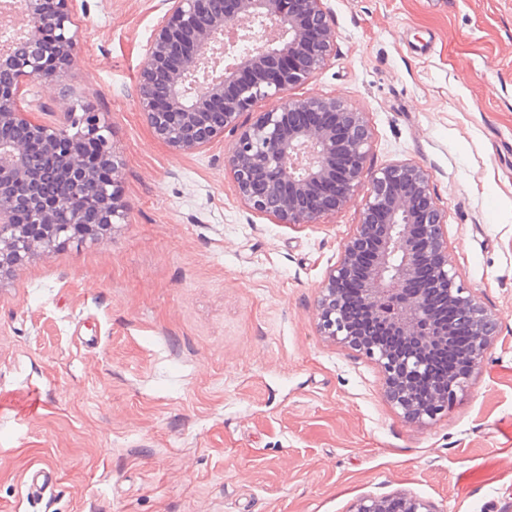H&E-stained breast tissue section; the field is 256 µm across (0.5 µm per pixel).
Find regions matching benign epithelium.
Instances as JSON below:
<instances>
[{
	"mask_svg": "<svg viewBox=\"0 0 512 512\" xmlns=\"http://www.w3.org/2000/svg\"><path fill=\"white\" fill-rule=\"evenodd\" d=\"M74 0H9L27 33L0 48V275L36 253L97 238L125 220L115 189L117 155L100 113L44 122L21 111L26 79L58 80L80 56ZM138 80V106L155 136L178 153L236 133L225 158L240 200L280 224H317L346 207L364 176L371 139L366 113L335 97H297L336 53L324 0H163ZM272 102L262 111L261 102ZM250 113L252 121L241 117ZM26 127L29 137L7 135ZM65 150L41 169L30 143ZM96 152L89 154L85 144ZM97 200L91 211L75 198ZM70 210L60 229L56 213ZM320 335L374 361L384 399L408 423L426 426L453 404L499 336L498 318L457 282L446 214L428 173L399 162L372 173L358 224L319 289ZM392 498L362 497L351 512H389ZM401 512H442L417 495Z\"/></svg>",
	"mask_w": 512,
	"mask_h": 512,
	"instance_id": "1",
	"label": "benign epithelium"
}]
</instances>
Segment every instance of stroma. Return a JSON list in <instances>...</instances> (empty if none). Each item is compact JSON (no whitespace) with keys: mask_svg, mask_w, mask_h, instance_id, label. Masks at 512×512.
<instances>
[{"mask_svg":"<svg viewBox=\"0 0 512 512\" xmlns=\"http://www.w3.org/2000/svg\"><path fill=\"white\" fill-rule=\"evenodd\" d=\"M337 49L296 89L365 112L367 172L422 166L457 280L500 329L427 427L377 366L317 328L315 300L369 185L320 223L250 210L234 136L179 154L136 102L161 0H75L80 57L18 104L56 122L60 88L108 122L124 223L0 278V512H350L416 494L512 512V0H325ZM49 466L53 491L24 480Z\"/></svg>","mask_w":512,"mask_h":512,"instance_id":"35a3bbf8","label":"stroma"}]
</instances>
